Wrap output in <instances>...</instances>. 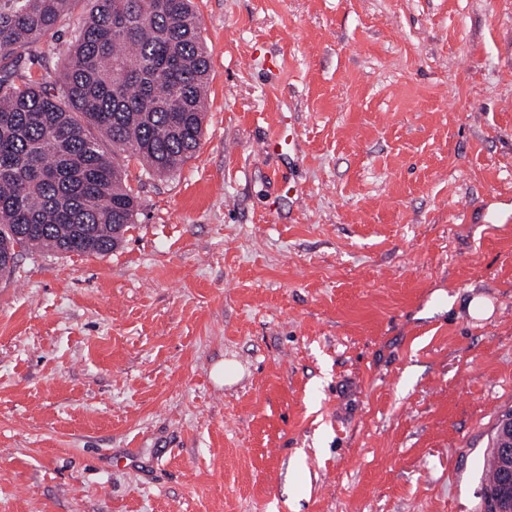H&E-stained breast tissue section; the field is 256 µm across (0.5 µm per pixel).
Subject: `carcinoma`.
<instances>
[{
  "label": "carcinoma",
  "instance_id": "carcinoma-1",
  "mask_svg": "<svg viewBox=\"0 0 512 512\" xmlns=\"http://www.w3.org/2000/svg\"><path fill=\"white\" fill-rule=\"evenodd\" d=\"M75 0H0V277L20 251L102 255L137 211L103 141L167 176L199 149L209 59L192 0H93L58 89L20 74ZM484 486L500 487L502 461Z\"/></svg>",
  "mask_w": 512,
  "mask_h": 512
}]
</instances>
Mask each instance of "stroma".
I'll use <instances>...</instances> for the list:
<instances>
[{"label":"stroma","mask_w":512,"mask_h":512,"mask_svg":"<svg viewBox=\"0 0 512 512\" xmlns=\"http://www.w3.org/2000/svg\"><path fill=\"white\" fill-rule=\"evenodd\" d=\"M192 2L196 155L125 158L114 250L0 277V512H483L512 413V0Z\"/></svg>","instance_id":"obj_1"}]
</instances>
